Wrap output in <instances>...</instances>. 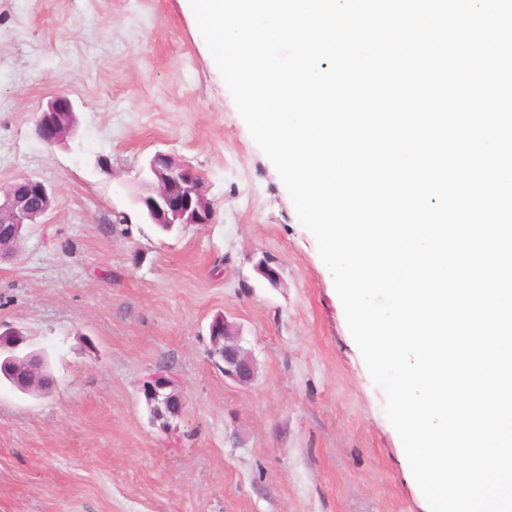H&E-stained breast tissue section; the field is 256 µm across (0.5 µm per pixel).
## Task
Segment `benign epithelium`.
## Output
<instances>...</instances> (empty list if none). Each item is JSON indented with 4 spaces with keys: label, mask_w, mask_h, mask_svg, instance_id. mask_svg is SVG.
I'll use <instances>...</instances> for the list:
<instances>
[{
    "label": "benign epithelium",
    "mask_w": 512,
    "mask_h": 512,
    "mask_svg": "<svg viewBox=\"0 0 512 512\" xmlns=\"http://www.w3.org/2000/svg\"><path fill=\"white\" fill-rule=\"evenodd\" d=\"M75 123L71 100L55 96L37 117L35 132L38 139L51 147L73 131ZM147 194L138 198L152 224H209L213 206L207 198L200 175L189 165L169 155L157 154L149 165ZM0 201V240L9 241L24 232L26 225L37 223L54 202L44 183L21 177L3 191ZM211 343L222 347L224 377L238 385H248L255 377L256 363L246 354L234 337L233 326L222 315L210 324ZM42 355L29 353L25 362L16 357L0 360V371L11 367L17 374L14 386L27 391L41 384ZM141 393L151 408L155 420L169 428L181 418L184 399L177 381L163 370L153 372L143 380Z\"/></svg>",
    "instance_id": "1"
}]
</instances>
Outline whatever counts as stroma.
<instances>
[{
	"instance_id": "1",
	"label": "stroma",
	"mask_w": 512,
	"mask_h": 512,
	"mask_svg": "<svg viewBox=\"0 0 512 512\" xmlns=\"http://www.w3.org/2000/svg\"><path fill=\"white\" fill-rule=\"evenodd\" d=\"M58 94L77 127L48 147ZM158 153L200 174L211 223L145 218ZM21 176L55 203L0 261V325L56 384L0 385V512H425L316 240L179 0H0V186ZM219 313L249 385L208 357ZM160 368L185 399L168 433L140 393ZM74 123V108L71 100L64 95H57L48 103L40 116L38 115L35 132L44 145L51 147L72 133Z\"/></svg>"
}]
</instances>
